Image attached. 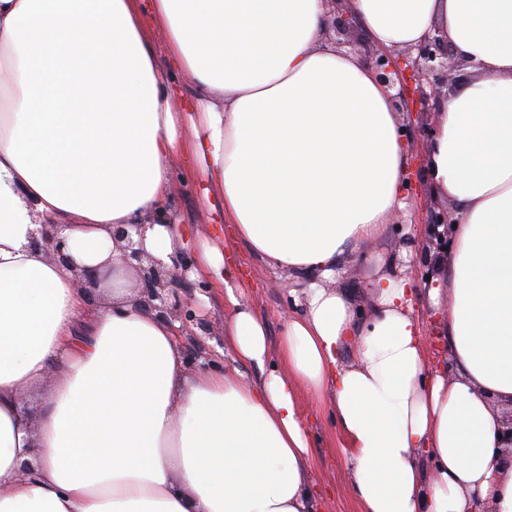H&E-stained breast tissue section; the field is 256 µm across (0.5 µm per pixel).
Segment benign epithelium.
Here are the masks:
<instances>
[{
	"mask_svg": "<svg viewBox=\"0 0 512 512\" xmlns=\"http://www.w3.org/2000/svg\"><path fill=\"white\" fill-rule=\"evenodd\" d=\"M328 6L324 26L330 44L336 49L363 58L372 68L378 81L392 91L391 101L399 112H436L441 101L459 82L456 73L475 67L473 61L461 56L440 35V31L425 37L418 44L397 51H389L373 44H362L350 38L359 20L345 8L346 0H325ZM429 223L449 227L457 223L454 211L435 208L429 212ZM142 224H118L112 227V239L121 245L124 265L137 276L138 297L141 306L171 323L178 322L177 335L196 326L207 331L206 324L197 318L190 289L184 287L190 261L182 257L173 267L164 268L148 257L143 249ZM34 249L46 258L70 262L65 252V241L58 236L54 225L45 224L40 237L32 241Z\"/></svg>",
	"mask_w": 512,
	"mask_h": 512,
	"instance_id": "obj_1",
	"label": "benign epithelium"
}]
</instances>
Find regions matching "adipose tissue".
Masks as SVG:
<instances>
[{"label": "adipose tissue", "mask_w": 512, "mask_h": 512, "mask_svg": "<svg viewBox=\"0 0 512 512\" xmlns=\"http://www.w3.org/2000/svg\"><path fill=\"white\" fill-rule=\"evenodd\" d=\"M346 7L381 48L440 28L478 72L434 114L430 190L455 211V247L421 287L378 260L366 324L326 282L405 206L409 146L371 67L322 42L324 0H0V512H316L302 391L333 406L359 512H512V459L499 455L512 0ZM177 166L214 199L215 223L299 286L268 366L235 263L199 246L198 275L232 310L225 339L258 378L188 371L170 322L127 289L94 305L76 285L79 268H120L113 225L152 217L143 248L167 268L196 244L165 221ZM49 216L70 263L31 245ZM423 298L448 337L441 366L423 347Z\"/></svg>", "instance_id": "obj_1"}]
</instances>
